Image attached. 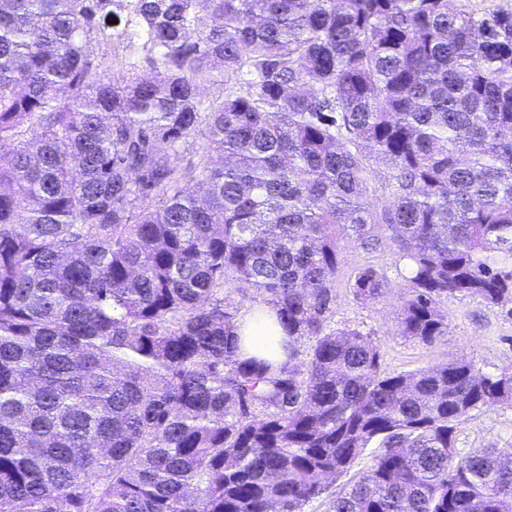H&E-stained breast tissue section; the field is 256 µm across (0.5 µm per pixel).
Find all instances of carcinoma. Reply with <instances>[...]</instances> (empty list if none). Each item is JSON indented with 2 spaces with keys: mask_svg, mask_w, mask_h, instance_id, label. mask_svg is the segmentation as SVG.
<instances>
[{
  "mask_svg": "<svg viewBox=\"0 0 512 512\" xmlns=\"http://www.w3.org/2000/svg\"><path fill=\"white\" fill-rule=\"evenodd\" d=\"M93 35L132 51L117 72ZM196 136L224 164L172 163ZM5 142L0 512H302L374 444L330 512H512V448L456 447L512 405V370L385 374L371 338L327 330L348 241L409 262V340L448 335L450 296L512 303L511 10L0 0ZM240 285L287 332L276 366L243 356ZM87 50L96 63H104L105 65L111 63L116 54L124 53L122 44L119 47L117 43L98 40L93 36L87 43Z\"/></svg>",
  "mask_w": 512,
  "mask_h": 512,
  "instance_id": "cac0c4a2",
  "label": "carcinoma"
}]
</instances>
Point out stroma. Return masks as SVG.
<instances>
[{
	"label": "stroma",
	"instance_id": "stroma-1",
	"mask_svg": "<svg viewBox=\"0 0 512 512\" xmlns=\"http://www.w3.org/2000/svg\"><path fill=\"white\" fill-rule=\"evenodd\" d=\"M368 265L386 272L391 288L384 299L363 305L354 300L349 281ZM405 266L393 250L368 254L355 246H345L335 283L331 328L349 325L367 334L378 345L382 368L388 373L423 369L451 358L472 361L486 373L512 369V318L504 316L500 308L477 300L448 298L444 304L448 334L434 344L424 345L397 335L396 317L403 295ZM456 438V446L464 454L485 448H512V407L473 411L458 425Z\"/></svg>",
	"mask_w": 512,
	"mask_h": 512
}]
</instances>
